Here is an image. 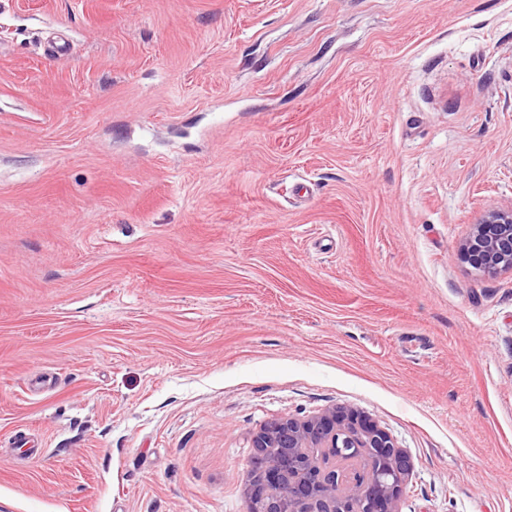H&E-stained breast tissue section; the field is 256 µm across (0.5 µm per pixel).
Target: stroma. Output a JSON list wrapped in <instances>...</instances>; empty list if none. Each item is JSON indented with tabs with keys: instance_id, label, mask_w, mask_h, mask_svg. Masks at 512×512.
Here are the masks:
<instances>
[{
	"instance_id": "stroma-1",
	"label": "stroma",
	"mask_w": 512,
	"mask_h": 512,
	"mask_svg": "<svg viewBox=\"0 0 512 512\" xmlns=\"http://www.w3.org/2000/svg\"><path fill=\"white\" fill-rule=\"evenodd\" d=\"M512 0H0V512H246L333 406L401 512H512ZM459 250L478 273H512V203L486 212L461 240Z\"/></svg>"
}]
</instances>
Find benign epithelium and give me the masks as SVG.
<instances>
[{
	"mask_svg": "<svg viewBox=\"0 0 512 512\" xmlns=\"http://www.w3.org/2000/svg\"><path fill=\"white\" fill-rule=\"evenodd\" d=\"M459 250L478 273H512V203L486 212ZM251 447L247 494L274 512H398L411 471L392 436L347 407L272 421L252 434ZM285 478L292 492L278 498Z\"/></svg>",
	"mask_w": 512,
	"mask_h": 512,
	"instance_id": "1",
	"label": "benign epithelium"
}]
</instances>
